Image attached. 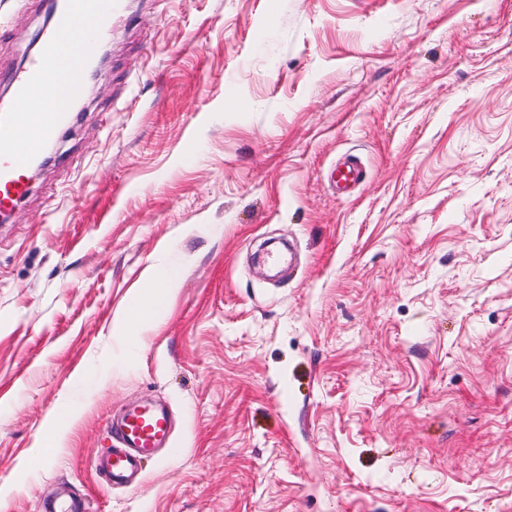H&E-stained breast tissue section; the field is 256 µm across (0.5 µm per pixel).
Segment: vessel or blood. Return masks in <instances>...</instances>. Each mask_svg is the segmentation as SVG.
Segmentation results:
<instances>
[{
	"label": "vessel or blood",
	"instance_id": "vessel-or-blood-1",
	"mask_svg": "<svg viewBox=\"0 0 512 512\" xmlns=\"http://www.w3.org/2000/svg\"><path fill=\"white\" fill-rule=\"evenodd\" d=\"M129 0H64L52 31L10 82V102L0 107V211L28 192L26 170L70 119L84 92L88 66L110 21L124 16ZM363 169L352 157L336 166L330 181L347 194ZM112 445L93 455L91 468L108 485L134 481L144 459L171 445L169 417L147 403L111 418Z\"/></svg>",
	"mask_w": 512,
	"mask_h": 512
}]
</instances>
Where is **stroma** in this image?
<instances>
[{
	"instance_id": "obj_1",
	"label": "stroma",
	"mask_w": 512,
	"mask_h": 512,
	"mask_svg": "<svg viewBox=\"0 0 512 512\" xmlns=\"http://www.w3.org/2000/svg\"><path fill=\"white\" fill-rule=\"evenodd\" d=\"M131 11L0 222V512H512V0ZM48 13L0 0V93ZM145 399L176 455L97 482ZM363 169L360 163L352 157H347L330 175V182L342 196L346 195L361 179ZM158 280L157 272L149 267L144 272V286L134 295L133 305L139 314L135 318L127 316L115 321L114 330L118 336H126L133 341H143L145 330L150 326L148 317L159 305V296L155 284Z\"/></svg>"
}]
</instances>
